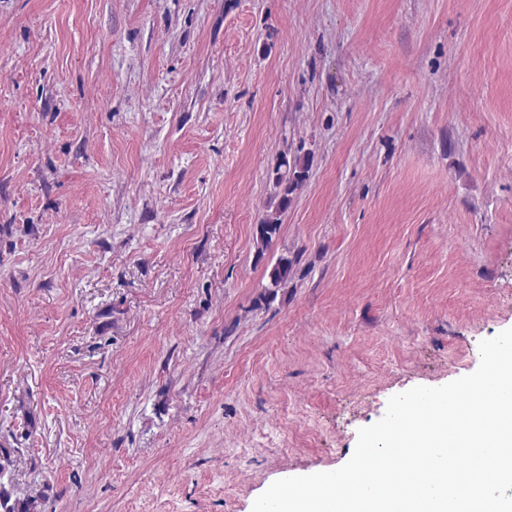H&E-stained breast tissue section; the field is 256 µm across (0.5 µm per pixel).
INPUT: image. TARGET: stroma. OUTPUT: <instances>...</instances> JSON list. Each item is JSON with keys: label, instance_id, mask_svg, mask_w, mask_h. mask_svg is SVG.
<instances>
[{"label": "stroma", "instance_id": "stroma-1", "mask_svg": "<svg viewBox=\"0 0 512 512\" xmlns=\"http://www.w3.org/2000/svg\"><path fill=\"white\" fill-rule=\"evenodd\" d=\"M508 329L512 0H0V490L252 512ZM309 173V160L305 157H295L291 161L288 157H282L281 162L275 169L274 188L275 197H279L278 204L274 211L257 224L255 241L257 245L256 260L260 261L265 255L281 230V213L288 208L291 201L290 195L303 184ZM292 270V260L288 256H280L276 263L271 267L268 273L269 286L265 293L261 294L257 300V307L270 305L275 300L278 290L284 288L288 283Z\"/></svg>", "mask_w": 512, "mask_h": 512}]
</instances>
